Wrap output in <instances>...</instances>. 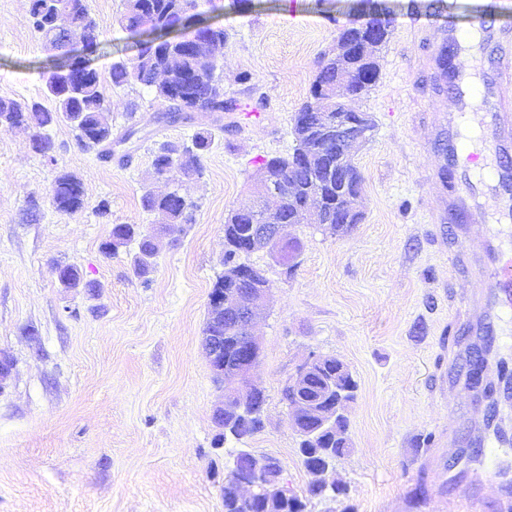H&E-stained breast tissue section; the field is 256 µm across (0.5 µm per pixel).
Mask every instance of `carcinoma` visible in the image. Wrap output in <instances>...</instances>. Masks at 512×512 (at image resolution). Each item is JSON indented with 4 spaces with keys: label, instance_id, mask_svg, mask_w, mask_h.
Masks as SVG:
<instances>
[{
    "label": "carcinoma",
    "instance_id": "1",
    "mask_svg": "<svg viewBox=\"0 0 512 512\" xmlns=\"http://www.w3.org/2000/svg\"><path fill=\"white\" fill-rule=\"evenodd\" d=\"M45 0H30L29 13L32 25L47 46L58 52L53 62L51 77L46 80V94L54 102V108L48 109L39 101H17L0 97V131L23 128L31 131L32 149L48 157L54 149L52 138L47 129L65 122L74 133L77 144L86 151L95 152L104 161L112 160V125L106 118L109 100L104 81L98 71L75 69L69 54L68 44L72 40L82 39L88 45L98 47L100 31L96 20L87 6V0H59L60 20L56 23L48 20ZM196 0H125L121 24L129 29H142L147 39L141 44L136 61L128 65L124 62L112 64L111 84L122 86L136 82L153 90L155 98L166 106L167 118L172 121L190 120L189 109L206 112H234L238 104L233 99L224 98V87L217 68L211 67L201 73L197 69L195 46L175 43L169 38L173 25L183 14L193 16L192 9ZM226 33L224 27L206 23L201 28V40L218 54L224 48ZM379 49L354 54L338 60L336 55L321 57L310 87L308 99L293 117L292 135L293 153L286 159L292 161L286 174V180L292 187L284 206V220L287 224L304 223L303 211L307 201L319 200L321 213L319 223L329 225L339 235L347 234L360 216L356 215L348 224L336 220V181H327L315 167L303 162L302 155L312 153L319 145L318 140L303 135L299 126L310 112H353L352 101L365 93V89L354 84L346 90V96L331 98L321 103L320 89L336 83L347 69L369 72L368 86L375 85L379 78L380 67L377 62ZM215 139L212 133L202 129L196 132L190 143L173 145L167 142L157 144L153 152L154 174L167 180L179 177L196 176L203 171V158L213 148ZM280 156L269 157L261 163L273 174L282 173L280 166L286 160ZM51 202L60 212L73 214L85 206L84 190L78 177L71 173L58 175L51 188ZM143 209L156 217V226L143 228L139 224H115L110 239L102 246V252L111 256L131 241L138 243V251L132 258L134 272L144 277L149 274L153 260L158 253V228L165 224H189L192 221L194 204L183 200L174 190L161 198L152 193L142 197ZM259 224H253L239 215L236 209L228 213L224 222L223 265H241L250 269L249 279L242 282L243 288H256L268 282L263 271L243 258L267 248L264 239L255 234ZM59 278L66 288H91L93 284L83 280L80 271L70 265L60 266ZM205 335L224 337V364L229 366L239 358V351L233 349L231 339L232 319L213 315L208 311L204 328ZM328 376L336 388L345 392L344 403L338 418L337 433L326 435V446L330 447L328 458L342 457L351 448L349 433L350 419L348 404L354 400L357 382L349 369L341 370L337 365L328 367ZM215 424L226 429L220 433L224 440L240 441L261 433V420L250 421L249 428L240 430L232 411H224V417H214Z\"/></svg>",
    "mask_w": 512,
    "mask_h": 512
}]
</instances>
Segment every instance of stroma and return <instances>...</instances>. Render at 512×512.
I'll list each match as a JSON object with an SVG mask.
<instances>
[{"instance_id": "35a3bbf8", "label": "stroma", "mask_w": 512, "mask_h": 512, "mask_svg": "<svg viewBox=\"0 0 512 512\" xmlns=\"http://www.w3.org/2000/svg\"><path fill=\"white\" fill-rule=\"evenodd\" d=\"M392 17L380 78L354 107L375 128L353 152L364 183L362 215L339 237L317 224L285 226L299 238L294 269L260 251L249 263L273 286L253 332L263 344L255 383L266 396L264 429L244 439L275 457L282 480L305 493L282 390L309 352L343 361L358 383L352 447L335 463L339 495L310 512H460L445 483L463 464L447 440L469 445L483 403L449 385L463 352L457 335L491 331L512 356V314L474 323L472 295L485 270L483 224L448 220L453 168L439 146L453 95L437 86L435 30L501 17L512 0H376ZM101 29L94 65L133 63L139 44L121 25L123 0H87ZM365 0H202L224 27L225 96L234 115L195 113L172 122L146 86L108 87L117 155L106 163L80 148L71 127L50 130L52 157L26 131L0 132V353L13 362L0 384V512H224L230 445L213 421L223 385L212 378L203 330L208 294L224 270V219L250 201L265 157L294 147L291 118L309 97L321 55ZM53 52L33 29L29 0H0V97L44 101ZM202 128L215 146L201 175L171 184L153 173L157 143L182 144ZM76 175L85 206L59 212L50 189ZM178 188L193 221L169 225L147 277L135 246L105 256L116 224L150 227L145 192ZM109 205L108 216L98 212ZM76 266L95 290L62 287L56 268Z\"/></svg>"}]
</instances>
